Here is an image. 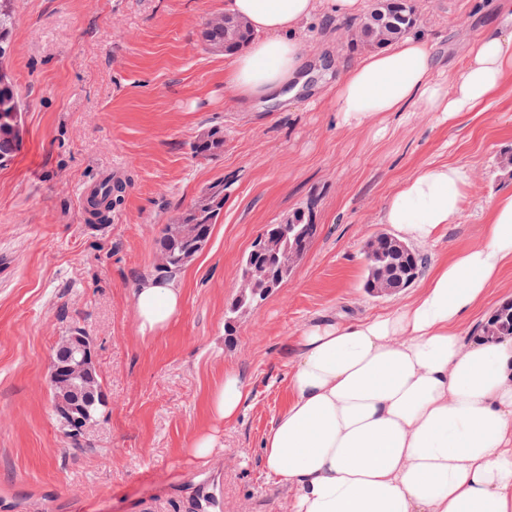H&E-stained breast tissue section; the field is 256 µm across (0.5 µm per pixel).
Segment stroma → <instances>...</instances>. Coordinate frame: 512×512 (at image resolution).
Here are the masks:
<instances>
[{"mask_svg": "<svg viewBox=\"0 0 512 512\" xmlns=\"http://www.w3.org/2000/svg\"><path fill=\"white\" fill-rule=\"evenodd\" d=\"M416 30L444 85L489 30L512 15L485 0H416ZM224 0H17L7 62L24 107V140L0 169V512H197L207 477L221 512H288V489L266 474L262 441L288 396L289 336L323 318L370 316L411 301L363 287V248L383 230L399 183L444 162L471 180L455 224L428 262L482 240L491 198L512 191V81L486 111L451 125L410 105L360 127L337 125L339 72L366 52L347 21L306 28L304 92L241 111L224 83L229 59L200 39ZM212 127L224 151L189 144ZM122 182L106 223L78 207L104 173ZM224 182L207 247L177 277L182 306L166 331L142 334L133 289L154 275L163 224ZM312 207L320 225L292 275L259 306L224 316L239 270L268 224ZM90 336L108 407L73 445L52 413L50 361L69 327ZM251 398L204 460L190 448L210 429L208 402L225 372Z\"/></svg>", "mask_w": 512, "mask_h": 512, "instance_id": "obj_1", "label": "stroma"}]
</instances>
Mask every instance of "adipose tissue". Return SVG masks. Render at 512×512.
<instances>
[{
  "mask_svg": "<svg viewBox=\"0 0 512 512\" xmlns=\"http://www.w3.org/2000/svg\"><path fill=\"white\" fill-rule=\"evenodd\" d=\"M365 0H225L248 21L249 47L224 82L241 105L275 99L299 79L304 30L319 18L359 16ZM432 45L410 33L345 67L336 81L340 124L360 126L411 102L456 123L485 110L512 76V39L472 43L452 87L435 76ZM468 171L430 166L400 182L384 223L420 245L438 241L466 200ZM512 266V193L491 199L483 239L438 259L409 302L355 319L312 322L293 336L288 402L263 442L269 477L292 492L290 512H512V338L466 340ZM134 299L142 333L164 331L181 308L173 282L146 278ZM250 398L228 372L212 392L213 421L232 425Z\"/></svg>",
  "mask_w": 512,
  "mask_h": 512,
  "instance_id": "1",
  "label": "adipose tissue"
}]
</instances>
